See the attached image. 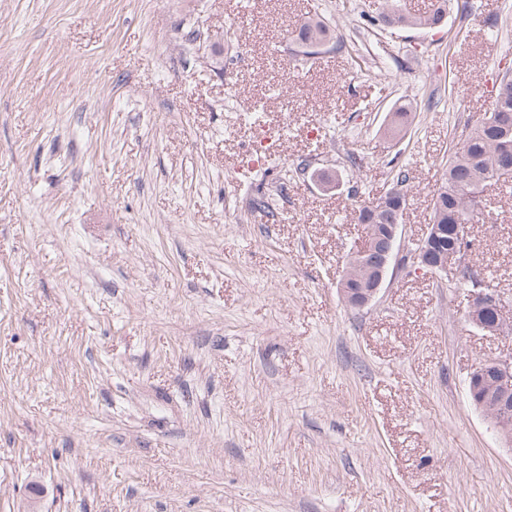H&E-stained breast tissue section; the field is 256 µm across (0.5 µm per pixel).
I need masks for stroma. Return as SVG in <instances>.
Masks as SVG:
<instances>
[{"instance_id": "1", "label": "stroma", "mask_w": 512, "mask_h": 512, "mask_svg": "<svg viewBox=\"0 0 512 512\" xmlns=\"http://www.w3.org/2000/svg\"><path fill=\"white\" fill-rule=\"evenodd\" d=\"M379 7L0 0V512H512V447L467 393L512 331L408 264L365 308L338 290L352 210L398 169L402 245L429 224L512 68V0L435 29ZM310 11L342 42L305 64ZM484 201L463 262L512 305V184Z\"/></svg>"}]
</instances>
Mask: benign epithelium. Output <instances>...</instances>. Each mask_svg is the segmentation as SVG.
I'll use <instances>...</instances> for the list:
<instances>
[{
  "label": "benign epithelium",
  "mask_w": 512,
  "mask_h": 512,
  "mask_svg": "<svg viewBox=\"0 0 512 512\" xmlns=\"http://www.w3.org/2000/svg\"><path fill=\"white\" fill-rule=\"evenodd\" d=\"M398 236L399 225L387 224L383 233L365 238L363 245L349 254L348 260L361 263L363 273L361 287L340 289L342 299L349 306L363 308L375 299L396 258ZM445 236L447 229L444 225H426L421 238L407 250L404 260L430 272L443 274L452 281L455 280L457 268L461 263V253H450L444 248ZM469 295V320L475 327L491 333H499L508 327L503 316L507 304L495 289L484 283H477ZM486 310L495 313V323L491 327L478 320V315ZM473 374L477 377L487 374L492 377V391L474 394L475 405L503 412L504 405L512 401V360H496L479 366Z\"/></svg>",
  "instance_id": "7a95c632"
}]
</instances>
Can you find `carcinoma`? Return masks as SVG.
<instances>
[{
    "instance_id": "carcinoma-1",
    "label": "carcinoma",
    "mask_w": 512,
    "mask_h": 512,
    "mask_svg": "<svg viewBox=\"0 0 512 512\" xmlns=\"http://www.w3.org/2000/svg\"><path fill=\"white\" fill-rule=\"evenodd\" d=\"M450 0H430L424 13H411L401 0H385L376 20L385 29L426 28L446 16ZM333 40L330 25L319 15L302 19L294 37L296 54L303 61L321 54L312 49L318 43ZM512 167V75L495 86L488 116L469 125L454 144L441 178L440 193L433 201L432 223L448 225L446 246L454 245V226L472 224L483 214L473 208L472 196L500 182L501 169ZM398 198L372 204V224L397 223Z\"/></svg>"
}]
</instances>
